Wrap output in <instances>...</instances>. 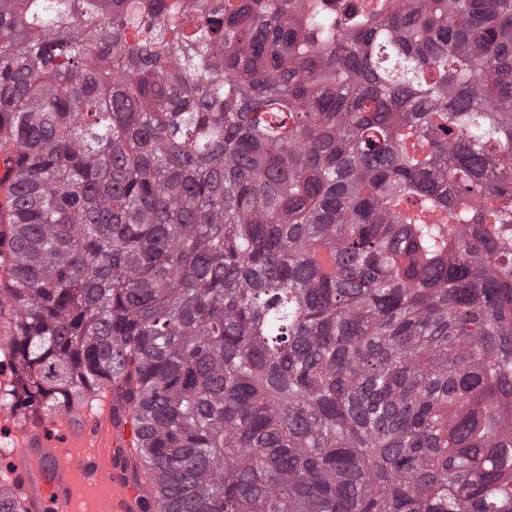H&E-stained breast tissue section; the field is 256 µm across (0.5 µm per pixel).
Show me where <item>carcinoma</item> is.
<instances>
[{"mask_svg":"<svg viewBox=\"0 0 512 512\" xmlns=\"http://www.w3.org/2000/svg\"><path fill=\"white\" fill-rule=\"evenodd\" d=\"M1 155L0 407L142 512H512V0H0Z\"/></svg>","mask_w":512,"mask_h":512,"instance_id":"obj_1","label":"carcinoma"}]
</instances>
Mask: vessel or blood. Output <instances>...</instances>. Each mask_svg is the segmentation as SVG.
<instances>
[{"mask_svg":"<svg viewBox=\"0 0 512 512\" xmlns=\"http://www.w3.org/2000/svg\"><path fill=\"white\" fill-rule=\"evenodd\" d=\"M111 395L100 410L71 406L59 414L21 422L0 410V438L8 452V493L0 512H140L141 479L130 473L136 432L110 416Z\"/></svg>","mask_w":512,"mask_h":512,"instance_id":"vessel-or-blood-1","label":"vessel or blood"}]
</instances>
